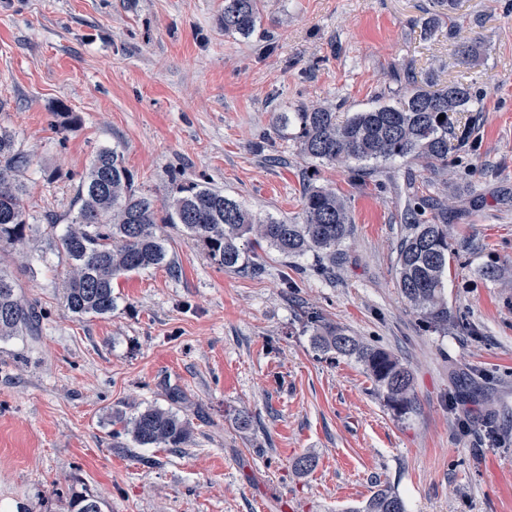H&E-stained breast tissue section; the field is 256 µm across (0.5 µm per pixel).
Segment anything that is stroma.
<instances>
[{"mask_svg": "<svg viewBox=\"0 0 512 512\" xmlns=\"http://www.w3.org/2000/svg\"><path fill=\"white\" fill-rule=\"evenodd\" d=\"M263 4L243 39L224 33V0H0V127L30 157L35 223L65 225L95 153L112 147L160 196L177 172L292 221L305 187L324 186L351 219L324 273L312 255L272 250L221 269L165 228L173 268L117 280L112 313L83 318L63 302V258L31 234L13 271L44 316L37 335L0 338V512H71L82 491L102 512H344L383 486L406 512H512V0H458L454 27L432 35L436 0ZM474 40L480 56L460 63ZM402 64L428 90L473 92L453 120L479 124L429 188L448 201L446 295L470 334L427 330L397 284L406 178L424 177L420 164L356 181L275 129L277 113L314 103L391 102ZM58 112L76 117L62 135ZM488 266L503 275L485 278ZM311 309L407 364L415 412L397 418L360 363L314 348ZM464 379L492 396L501 441L462 427L485 412L450 404ZM150 406L190 420L184 447L113 437V410ZM304 454L316 463L303 473Z\"/></svg>", "mask_w": 512, "mask_h": 512, "instance_id": "stroma-1", "label": "stroma"}]
</instances>
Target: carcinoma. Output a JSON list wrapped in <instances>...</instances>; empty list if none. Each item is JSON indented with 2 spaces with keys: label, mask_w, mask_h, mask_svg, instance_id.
I'll use <instances>...</instances> for the list:
<instances>
[{
  "label": "carcinoma",
  "mask_w": 512,
  "mask_h": 512,
  "mask_svg": "<svg viewBox=\"0 0 512 512\" xmlns=\"http://www.w3.org/2000/svg\"><path fill=\"white\" fill-rule=\"evenodd\" d=\"M263 18L262 0H224V34L250 37ZM397 85L394 100L340 117L328 106L299 108L277 115V130H295L302 155L327 165L352 164L353 176L364 166L381 165L401 158L419 160L434 175L448 174V153L469 139V129H456L451 114L464 112L473 101L468 86L452 83L428 91L414 77ZM29 157L17 148L12 135L0 131V338L32 335L39 327L42 310L18 291L9 270L11 251L33 232L25 206L26 183L21 179ZM76 211L62 234L56 225L43 230L51 250L65 258L68 268L62 282L65 307L75 316L112 313L115 281L133 273L166 265L160 229H178L203 248L218 267L235 270L247 251L269 248L283 258L312 254L319 268L336 262V246L349 232L350 217L344 201L331 189L312 186L302 197L299 220L289 224L256 213L224 195L220 189L171 176L163 198L134 185L123 156L115 149H101L77 188ZM426 198L408 208L406 234L399 249L398 286L427 329L446 335L450 328L471 330L454 315L445 297L448 272V201L432 206V216L422 219ZM313 332V345L323 353L349 357L361 363L387 406L400 419L416 409L410 368L391 352L364 343L319 312H305ZM112 436H131L141 447L180 448L189 441L191 424L180 414L147 407L133 417L117 409L111 414ZM73 512H102L100 501L78 493ZM346 512H406L399 494L391 487L378 489L366 501Z\"/></svg>",
  "instance_id": "carcinoma-1"
}]
</instances>
